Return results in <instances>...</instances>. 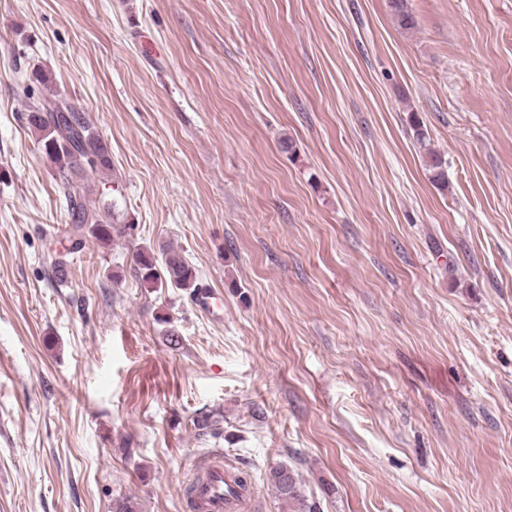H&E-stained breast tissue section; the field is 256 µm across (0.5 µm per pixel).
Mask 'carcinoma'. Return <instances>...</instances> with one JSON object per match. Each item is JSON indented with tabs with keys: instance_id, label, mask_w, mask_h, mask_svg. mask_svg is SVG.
I'll return each instance as SVG.
<instances>
[{
	"instance_id": "1",
	"label": "carcinoma",
	"mask_w": 512,
	"mask_h": 512,
	"mask_svg": "<svg viewBox=\"0 0 512 512\" xmlns=\"http://www.w3.org/2000/svg\"><path fill=\"white\" fill-rule=\"evenodd\" d=\"M390 3L399 25L406 29L413 27L414 17L406 0H390ZM27 121L37 133L42 153L48 157L61 180L70 224L71 248L67 253L77 252L83 238L88 235L103 246L116 238L130 235L135 225L121 218L114 204L96 208L86 202L84 178L90 173L108 169L111 159L107 144L84 113L52 93L29 104ZM412 127L416 143L428 158L432 182L448 188L446 162L431 148L425 126L414 118ZM132 261L138 279L146 288H178L191 297L201 289L195 269L172 249L163 250L162 257L158 259L153 253L138 248L132 254ZM271 481L283 500L298 501L300 512H318L315 505L305 502L291 470L284 467L274 469Z\"/></svg>"
}]
</instances>
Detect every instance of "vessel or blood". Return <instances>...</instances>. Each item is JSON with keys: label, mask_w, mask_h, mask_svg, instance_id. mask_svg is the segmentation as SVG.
Here are the masks:
<instances>
[{"label": "vessel or blood", "mask_w": 512, "mask_h": 512, "mask_svg": "<svg viewBox=\"0 0 512 512\" xmlns=\"http://www.w3.org/2000/svg\"><path fill=\"white\" fill-rule=\"evenodd\" d=\"M188 512H254L256 501L250 490L239 488L235 471L220 454L200 461L190 481Z\"/></svg>", "instance_id": "b4317fda"}]
</instances>
